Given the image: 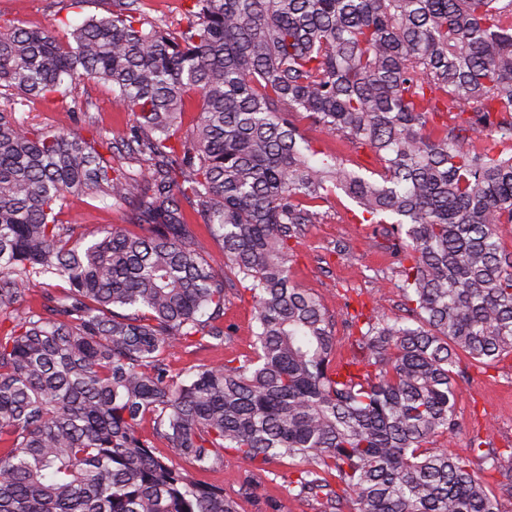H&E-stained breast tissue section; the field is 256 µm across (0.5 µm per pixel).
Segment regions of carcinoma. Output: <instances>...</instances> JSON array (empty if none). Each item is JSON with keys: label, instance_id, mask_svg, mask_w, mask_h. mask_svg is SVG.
<instances>
[{"label": "carcinoma", "instance_id": "obj_1", "mask_svg": "<svg viewBox=\"0 0 512 512\" xmlns=\"http://www.w3.org/2000/svg\"><path fill=\"white\" fill-rule=\"evenodd\" d=\"M88 79L132 113L122 138L16 118L58 98L94 125ZM303 121L379 169L315 149ZM338 190L384 225L407 304L352 316L341 368L291 275ZM71 193L147 233L85 237L59 219ZM510 224L512 0H184L168 24L112 0L64 37L0 18V512H238L159 442L200 471L288 458L326 512L343 493L357 512H502L512 448L488 458L497 493L437 440L461 356L512 355ZM231 287L254 303L253 354L174 380L166 352L224 345ZM187 210L190 217V228L195 233L200 245L215 258H221V246L207 234L203 218L193 213L188 207Z\"/></svg>", "mask_w": 512, "mask_h": 512}]
</instances>
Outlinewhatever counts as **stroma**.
<instances>
[{"label":"stroma","instance_id":"obj_1","mask_svg":"<svg viewBox=\"0 0 512 512\" xmlns=\"http://www.w3.org/2000/svg\"><path fill=\"white\" fill-rule=\"evenodd\" d=\"M112 10V0H0V13L28 28L54 29L62 18L76 21L88 16L102 17ZM82 98L100 128L112 138L122 137L132 116L112 106L110 84L90 79L82 87ZM26 121L42 126L76 129L78 115L60 100L35 101L22 111ZM357 207L345 195H337L321 223L310 225L295 248L292 275L322 301L334 325L336 354L349 355V311L379 309L390 318L406 314L405 299L396 286L384 239L379 229L358 223ZM62 223L77 225L79 232L103 235L114 226L131 227L127 210L109 207L83 195H71L60 215ZM224 323L232 329L221 346L190 342L175 348L167 357L174 378L203 365H217L225 356L252 353L254 338L253 304L250 296L230 295L224 309ZM464 373L458 379L457 430L446 445L448 453L470 461L472 469L489 477L485 454L512 448V356L480 369L461 362ZM293 467L288 459L272 460L264 471L245 474L228 467L203 473L205 482L223 486L241 512H321L318 501L290 493L288 482Z\"/></svg>","mask_w":512,"mask_h":512}]
</instances>
